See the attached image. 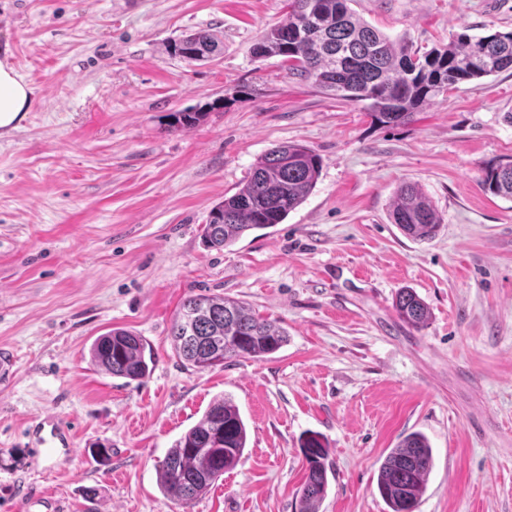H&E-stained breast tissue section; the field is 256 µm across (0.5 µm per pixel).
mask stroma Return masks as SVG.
Returning <instances> with one entry per match:
<instances>
[{
  "label": "stroma",
  "mask_w": 512,
  "mask_h": 512,
  "mask_svg": "<svg viewBox=\"0 0 512 512\" xmlns=\"http://www.w3.org/2000/svg\"><path fill=\"white\" fill-rule=\"evenodd\" d=\"M417 47L465 29L512 31V0H350ZM284 0H0V60L32 90L0 134V512H297L320 435V512H387L385 456L405 436L433 455L417 512H512V201L485 193L484 165L512 156V74L458 85L398 126L364 104L250 53ZM205 30L206 63L167 51ZM207 107L195 127L169 115ZM322 159L280 224L207 247L210 212L281 143ZM418 184L442 218L419 242L392 224L398 187ZM413 289L430 318L402 322ZM224 296L280 322L288 343L260 360L182 366L170 336L185 298ZM121 327L155 354L141 381L90 362ZM219 396L248 432L238 465L181 509L157 466ZM68 430L42 458L34 431ZM112 450L108 462L92 448ZM95 496H88V489ZM395 311L404 323L412 327H421L429 318V310L413 289H401L395 298ZM302 452L308 467L300 489L298 512H319V505L325 498L329 485L325 465L327 449L319 435L310 434L302 442Z\"/></svg>",
  "instance_id": "obj_1"
}]
</instances>
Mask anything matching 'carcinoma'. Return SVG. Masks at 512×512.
I'll return each instance as SVG.
<instances>
[{"label":"carcinoma","instance_id":"1","mask_svg":"<svg viewBox=\"0 0 512 512\" xmlns=\"http://www.w3.org/2000/svg\"><path fill=\"white\" fill-rule=\"evenodd\" d=\"M283 20L267 28L252 45L257 60L278 56L288 72L310 80L323 92L347 102H365L375 121L399 125L438 95L473 79L512 70V31L477 36L462 32L444 47L428 50L379 32L348 7V0H286ZM172 55L204 62L221 52L207 31L183 35L170 44ZM204 113L171 114V129L184 130ZM321 159L302 144H279L254 164L250 178L210 213L204 229L207 244L230 247L248 231L282 223L315 188ZM480 185L495 196L512 199V156L486 165ZM407 235L434 238L442 224L436 209L415 186H402L391 212ZM395 311L404 323L421 327L429 318L423 300L401 289ZM173 348L182 364L197 370L224 366L237 358L260 360L288 341L274 319L256 314L234 299L196 295L182 303L172 325ZM92 362L115 377L142 380L150 375L153 350L147 340L126 329H112L90 348ZM247 444L238 407L215 399L202 419L181 435L158 465L159 484L171 500L187 507L233 469ZM307 473L298 512H319L329 485L327 449L319 435L302 442ZM432 448L412 433L392 450L379 468L377 487L388 512H416L432 467Z\"/></svg>","mask_w":512,"mask_h":512}]
</instances>
